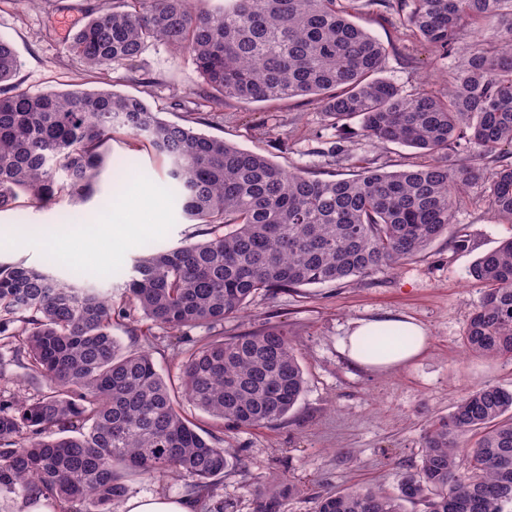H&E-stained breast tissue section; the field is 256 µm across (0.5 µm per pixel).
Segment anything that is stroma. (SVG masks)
<instances>
[{"mask_svg":"<svg viewBox=\"0 0 512 512\" xmlns=\"http://www.w3.org/2000/svg\"><path fill=\"white\" fill-rule=\"evenodd\" d=\"M103 2L0 0V37L14 44L21 60L14 81L0 84V97L17 89L31 94L110 89L142 98L165 120L262 152L288 169L307 167L350 177L364 157L387 171L422 163V155L412 148L372 146L356 121L341 136L348 156L335 160L323 140V116L304 97L208 107L203 100L208 88L191 60L160 44L143 53L137 68L85 70L69 55L67 42ZM358 20L387 46L382 76L403 92L414 91L425 78H439L454 65L426 43L400 37L395 12L381 14L362 6ZM109 152L113 160L130 162L142 184L159 197L160 230L146 225L128 244L102 243L101 257L92 265L76 258L51 262L48 254L83 235L84 225L60 220L69 201L37 211L22 198L14 209L0 212L1 263L22 262L60 279L76 272L117 301L143 249H169L201 239L202 226L185 218L165 180L164 160L129 144L121 133L115 134ZM454 230L467 239L466 250H456L442 237L397 270L274 296L261 292L243 316L225 320L228 336L269 322L286 327L306 384L296 409L276 425L226 434L241 462L225 473L213 498L200 502L198 512H255L259 492L283 481L298 493L282 512H315L320 495L353 486L395 490L402 473L418 463L431 419L447 414L463 392L481 384L512 389L511 359L479 357L463 347L471 312L482 296L468 268L512 237V223L494 215L476 186L458 203ZM385 314L423 324L430 336L428 350L409 366L386 372L353 366L339 350V340L351 322ZM139 328L135 322L116 328L115 334L128 348H148L162 373H176L183 349L180 332L156 326L147 342L139 337Z\"/></svg>","mask_w":512,"mask_h":512,"instance_id":"obj_1","label":"stroma"}]
</instances>
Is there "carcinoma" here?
<instances>
[{
    "instance_id": "1",
    "label": "carcinoma",
    "mask_w": 512,
    "mask_h": 512,
    "mask_svg": "<svg viewBox=\"0 0 512 512\" xmlns=\"http://www.w3.org/2000/svg\"><path fill=\"white\" fill-rule=\"evenodd\" d=\"M118 0L71 36L67 50L101 71L134 66L161 43L187 54L210 89L206 102L309 96L338 131L357 119L375 146L413 148L425 162L386 172L364 166L285 169L264 154L160 117L140 98L110 90L16 92L0 98V212L26 197L45 210L84 203L123 131L169 163L182 211L205 239L134 261L120 303L86 284L22 263L0 264V348L11 350L33 393L0 387V507L112 512L136 477H187L213 496L232 453L222 433L273 425L299 402L304 371L288 330L267 323L224 336V320L253 296L366 277L420 255L455 223L456 202L483 188L512 222V0H369L395 11L403 35L446 58L476 36L443 84L406 94L380 76L388 48L352 20L354 0ZM20 69L0 38V83ZM484 287L463 343L472 353L512 356V238L477 258ZM147 321L212 335L181 353L164 375L147 350L128 349L116 325ZM408 336H368L367 350ZM212 428L186 415L180 400ZM292 484L259 493L256 512H281ZM512 512V390L484 384L458 397L426 428L419 463L398 492H327L316 512Z\"/></svg>"
}]
</instances>
